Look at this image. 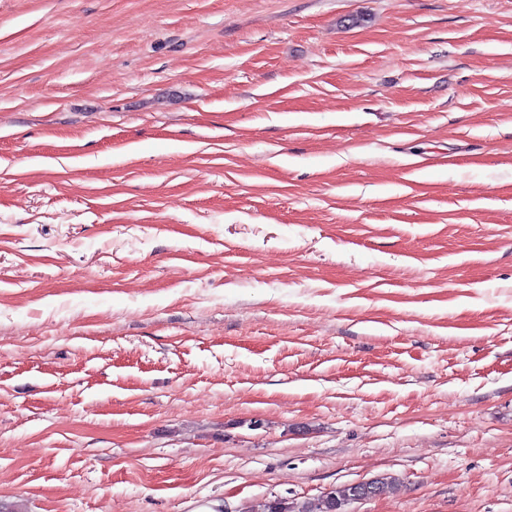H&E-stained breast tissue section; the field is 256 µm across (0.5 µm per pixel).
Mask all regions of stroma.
Here are the masks:
<instances>
[{"mask_svg": "<svg viewBox=\"0 0 512 512\" xmlns=\"http://www.w3.org/2000/svg\"><path fill=\"white\" fill-rule=\"evenodd\" d=\"M512 512V0H0V507ZM376 479L353 483L351 485L332 488L327 493L328 503L320 507L318 504L310 501L288 502V500L275 498L268 500L262 505V512H331L335 511L336 501H342L351 496L348 503L362 502L375 498L379 493L393 490L397 486V481L392 477H383L379 481L378 490L376 489Z\"/></svg>", "mask_w": 512, "mask_h": 512, "instance_id": "stroma-1", "label": "stroma"}]
</instances>
